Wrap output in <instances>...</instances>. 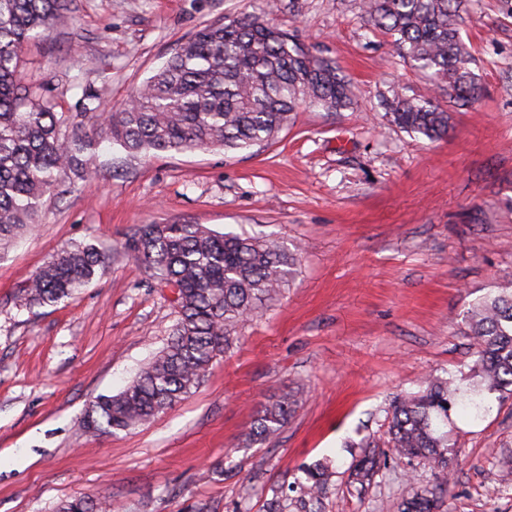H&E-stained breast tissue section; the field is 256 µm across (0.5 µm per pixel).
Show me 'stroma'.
<instances>
[{"instance_id":"1","label":"stroma","mask_w":512,"mask_h":512,"mask_svg":"<svg viewBox=\"0 0 512 512\" xmlns=\"http://www.w3.org/2000/svg\"><path fill=\"white\" fill-rule=\"evenodd\" d=\"M274 0V23L335 60L353 105H304L278 139L242 152L128 157L43 199L36 227L0 249V512H54L103 495L122 512H265L273 486L332 459L322 512H396L439 478L389 457L383 410L431 373L473 363L464 316L488 288H512V15L470 0L461 34L484 88L452 111L448 138L392 126L379 94H428V78L374 32L360 0ZM263 0H68L71 20L30 41L18 79L58 111L83 90L121 107L203 25ZM203 224L277 240L299 256L281 295L244 322L203 383L149 425L96 437L84 427L165 345L177 321L169 288L122 248L141 224ZM97 240L107 271L45 307L20 288L61 247ZM291 391L279 435L246 444L259 402ZM458 462L444 512H512V399L481 421L452 414ZM386 455L365 488L348 482L362 440ZM232 473L220 472V465Z\"/></svg>"}]
</instances>
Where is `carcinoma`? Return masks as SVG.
I'll use <instances>...</instances> for the list:
<instances>
[{"instance_id": "1", "label": "carcinoma", "mask_w": 512, "mask_h": 512, "mask_svg": "<svg viewBox=\"0 0 512 512\" xmlns=\"http://www.w3.org/2000/svg\"><path fill=\"white\" fill-rule=\"evenodd\" d=\"M465 2L361 0V10L448 102L468 106L480 99L482 86L471 47L460 36ZM269 14L262 8L201 27L103 121L93 92L82 94L79 112L66 114L38 88L17 81L24 44L66 22V0H0V246L31 228L43 198L69 175L93 172L102 139L144 158L246 150L274 141L303 103L328 112L350 107V84L336 62L305 50ZM382 103L392 124L418 138L444 139L452 128L449 108L434 96L395 92ZM124 248L171 289L178 319L166 345L129 385L92 402L85 427L93 435L143 426L194 393L232 346L239 325L280 294L296 264L274 240L218 233L203 224H144ZM106 267L107 253L93 240L64 247L20 288L19 301L29 308L55 304L89 286ZM465 322L475 357L467 384L432 377L384 409L392 455L425 459L442 475L435 488L409 493L398 512H439L457 456L442 431L451 412L479 419L490 411L491 394L512 397V289H488ZM294 404L288 392L262 404L245 433L248 441L276 437ZM379 465L373 452L364 453L349 482L371 483ZM304 474L297 499L274 488L266 512H317L332 472L315 464ZM55 512H110V503L104 496L74 498Z\"/></svg>"}]
</instances>
